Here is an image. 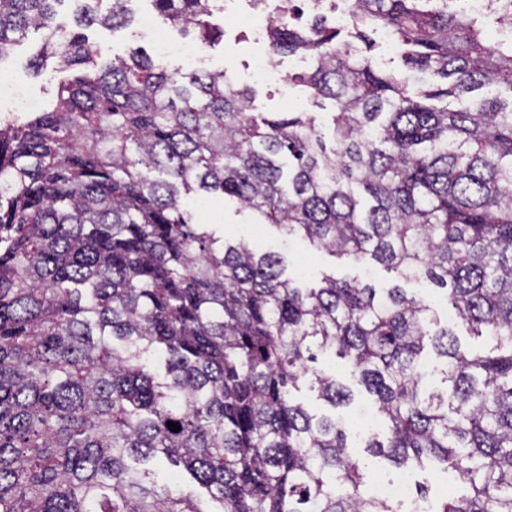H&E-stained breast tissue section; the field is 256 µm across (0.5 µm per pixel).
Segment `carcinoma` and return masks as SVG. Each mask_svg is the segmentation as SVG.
Segmentation results:
<instances>
[{
  "label": "carcinoma",
  "instance_id": "obj_1",
  "mask_svg": "<svg viewBox=\"0 0 512 512\" xmlns=\"http://www.w3.org/2000/svg\"><path fill=\"white\" fill-rule=\"evenodd\" d=\"M65 2L0 0V59L33 28V67L80 71L49 110L0 124V512H397L363 495L336 413L293 399L306 384L334 410L353 401L319 352L385 422L370 455L456 472L468 492L441 512H512V45L452 0H352L354 31L389 29L439 78L413 90L322 20L272 26L273 56L312 60L295 85L335 108L327 142L320 113L255 114L222 71L182 78L141 49L100 61L56 24ZM72 2L78 27L128 22L130 0ZM153 2L213 28L215 0ZM493 85L508 99L481 94ZM192 192L433 281L496 346L463 348L398 285L301 286L280 256L192 223ZM162 465L190 490L159 493ZM319 366L332 372H336V376L347 384H351L346 368L343 366V361L337 357L330 355H319ZM355 393L356 400L361 399L363 401L362 407L368 408L365 394L360 392V389L352 386Z\"/></svg>",
  "mask_w": 512,
  "mask_h": 512
}]
</instances>
